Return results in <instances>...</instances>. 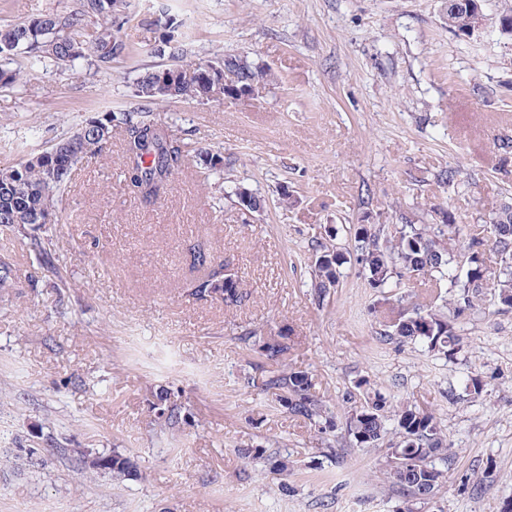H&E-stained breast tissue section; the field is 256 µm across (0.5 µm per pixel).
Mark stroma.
Instances as JSON below:
<instances>
[{
	"label": "stroma",
	"mask_w": 512,
	"mask_h": 512,
	"mask_svg": "<svg viewBox=\"0 0 512 512\" xmlns=\"http://www.w3.org/2000/svg\"><path fill=\"white\" fill-rule=\"evenodd\" d=\"M117 20L131 52L111 68L56 69L19 57L0 88V166L39 152L98 113L149 108L187 151L184 172L146 205L112 150L79 164L48 232L55 272L0 226V512H399L384 447L339 424L368 379L391 406L440 419L453 460L419 512H501L512 500V308L455 321L453 358L384 337L382 300L354 259L357 224H437L456 245L512 201V40L500 0L481 30L448 28L444 0H131ZM79 0H0V25L75 11ZM189 56L247 57L272 73L252 101L145 102L134 84L166 66L159 13ZM223 156L200 169L199 153ZM245 187L264 206L246 212ZM291 202L281 206L280 190ZM349 253L337 288L312 286L322 247ZM204 251L240 281L241 303L199 297ZM286 336L279 362L257 337ZM303 370L337 429L319 433L258 386L275 364ZM483 390L466 392L468 378ZM167 391L180 420L167 426ZM118 453L129 473L94 472L80 450ZM290 462L286 480L270 469Z\"/></svg>",
	"instance_id": "35a3bbf8"
}]
</instances>
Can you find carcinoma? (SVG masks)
<instances>
[{
	"instance_id": "carcinoma-1",
	"label": "carcinoma",
	"mask_w": 512,
	"mask_h": 512,
	"mask_svg": "<svg viewBox=\"0 0 512 512\" xmlns=\"http://www.w3.org/2000/svg\"><path fill=\"white\" fill-rule=\"evenodd\" d=\"M129 7L126 0H81L79 11L69 15L47 14L39 18L0 26V62L24 55L36 63L74 67L110 63L128 54L127 44L114 31L116 18ZM476 12L466 8L451 15L448 29L471 34ZM98 23L92 43L84 38L85 21ZM161 30L159 52H166L178 63L143 72L135 84V96L146 101L157 99L209 102L224 94V70L238 72L243 82L255 76L268 78V72L236 55H226L220 62L195 61L187 58L181 24L168 15L155 19ZM124 132L123 166L127 186L146 203H153L165 192L170 178L185 166L184 144L174 135L158 127L139 112L107 111L86 118L74 131L55 140L47 148L29 154L13 165L0 169V226L10 227L26 238L28 227L56 223L54 205L72 180L76 166L101 155L112 140V131ZM489 242L505 258L495 275L497 300L512 308V204L503 205L488 225ZM456 233V225L448 220L441 224H404L393 237L384 235L381 224H361L356 237L360 246L359 261L368 285L378 293L393 287V280L406 274L426 275L436 283L449 282L457 297L455 311L479 310L477 295L471 285L486 275L482 253L478 247L484 238L477 237L468 245L466 278L454 274L455 256L445 241ZM345 263L340 252L328 253L315 262V284L318 293L327 294L338 286L341 267ZM210 288L224 293L226 305L242 300L239 281L224 279L222 268H213L195 288L203 297ZM386 314V335L397 336L419 344L425 351L448 358L460 351L461 338L453 322L436 307L422 305L410 310L391 305ZM262 355L271 361L279 359L284 345L269 336L260 345ZM310 376L305 371L269 372L262 391L270 394L297 417H303L323 431L331 426L332 417L322 403L309 395ZM363 401L345 416V428L358 448H376L387 443L386 457H402L403 471L396 477L383 470L384 481L422 499L418 487L430 481L440 486L452 456L446 436L433 413L412 404H402L388 414L387 399L370 382L358 384ZM392 422L394 438L385 440L387 422Z\"/></svg>"
}]
</instances>
